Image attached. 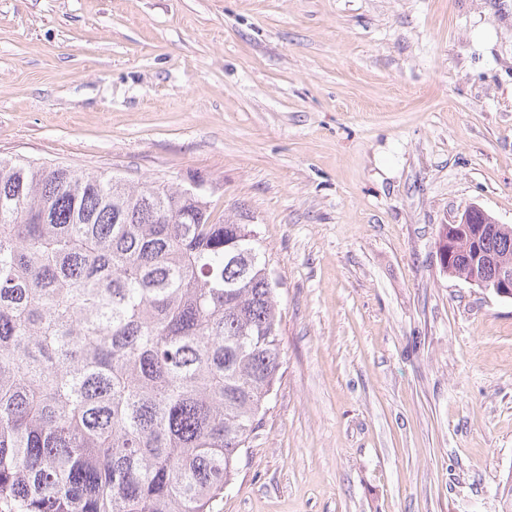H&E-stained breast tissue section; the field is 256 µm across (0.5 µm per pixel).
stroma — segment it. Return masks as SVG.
<instances>
[{
	"mask_svg": "<svg viewBox=\"0 0 512 512\" xmlns=\"http://www.w3.org/2000/svg\"><path fill=\"white\" fill-rule=\"evenodd\" d=\"M0 157L205 184L279 283L282 377L223 512H512V0H0ZM478 217L468 211L453 224L440 225L438 238L448 226V237H440L437 253L442 269L467 283L491 291L503 298H512V227L496 224L490 214L475 208ZM491 218L492 224H486ZM490 225V226H488Z\"/></svg>",
	"mask_w": 512,
	"mask_h": 512,
	"instance_id": "1",
	"label": "stroma"
}]
</instances>
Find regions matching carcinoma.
<instances>
[{
    "instance_id": "carcinoma-1",
    "label": "carcinoma",
    "mask_w": 512,
    "mask_h": 512,
    "mask_svg": "<svg viewBox=\"0 0 512 512\" xmlns=\"http://www.w3.org/2000/svg\"><path fill=\"white\" fill-rule=\"evenodd\" d=\"M281 366L251 225L0 158V512H220Z\"/></svg>"
}]
</instances>
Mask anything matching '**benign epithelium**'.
<instances>
[{
  "instance_id": "1",
  "label": "benign epithelium",
  "mask_w": 512,
  "mask_h": 512,
  "mask_svg": "<svg viewBox=\"0 0 512 512\" xmlns=\"http://www.w3.org/2000/svg\"><path fill=\"white\" fill-rule=\"evenodd\" d=\"M487 216L466 212L448 225L437 253L442 269L503 298H512V226L486 224Z\"/></svg>"
}]
</instances>
